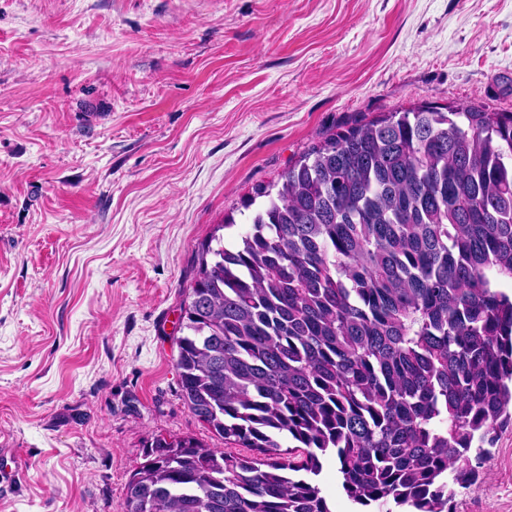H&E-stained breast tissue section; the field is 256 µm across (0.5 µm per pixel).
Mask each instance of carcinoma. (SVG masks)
<instances>
[{
	"instance_id": "cac0c4a2",
	"label": "carcinoma",
	"mask_w": 512,
	"mask_h": 512,
	"mask_svg": "<svg viewBox=\"0 0 512 512\" xmlns=\"http://www.w3.org/2000/svg\"><path fill=\"white\" fill-rule=\"evenodd\" d=\"M199 247L176 366L232 448L155 436L125 512H454L512 425V113L422 104L325 134ZM293 446L281 448L279 438ZM322 472L318 479L319 487L322 490V495L327 499L332 512H357V511H376L390 509L393 512H402L413 510L409 507H397L394 503H389L381 509L375 507L361 508L354 505L346 497L339 480L337 472V462L334 455H327L321 458Z\"/></svg>"
}]
</instances>
